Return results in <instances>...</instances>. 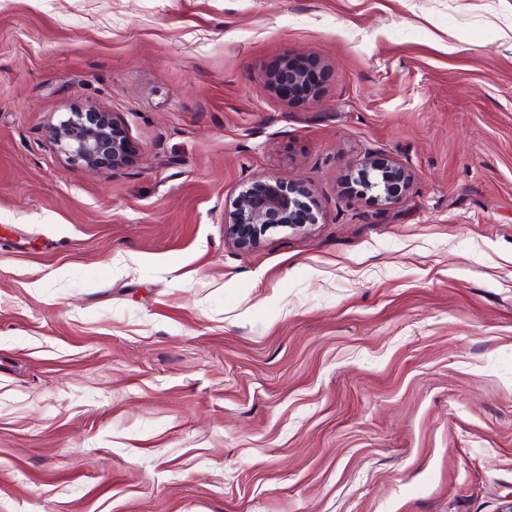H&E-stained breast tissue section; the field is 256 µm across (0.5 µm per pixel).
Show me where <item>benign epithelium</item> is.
<instances>
[{
    "instance_id": "benign-epithelium-1",
    "label": "benign epithelium",
    "mask_w": 512,
    "mask_h": 512,
    "mask_svg": "<svg viewBox=\"0 0 512 512\" xmlns=\"http://www.w3.org/2000/svg\"><path fill=\"white\" fill-rule=\"evenodd\" d=\"M272 82L291 95L306 96L314 78L296 60H286ZM55 144L76 163L95 169L118 167L126 160L127 143L116 119L95 107L75 106L50 124ZM410 174L388 157H370L354 165L355 194L367 196L380 206L399 203L410 185ZM307 193L300 183L277 178L255 182L241 192L224 212V239L240 250L260 243L261 235L272 227L303 229L316 222L301 201Z\"/></svg>"
}]
</instances>
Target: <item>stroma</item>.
Wrapping results in <instances>:
<instances>
[{
  "label": "stroma",
  "mask_w": 512,
  "mask_h": 512,
  "mask_svg": "<svg viewBox=\"0 0 512 512\" xmlns=\"http://www.w3.org/2000/svg\"><path fill=\"white\" fill-rule=\"evenodd\" d=\"M77 104L124 165L56 146ZM267 177L317 221L234 248ZM511 500L512 0H0V512ZM272 82L290 95L307 96L312 89L314 78L311 71L296 60H286L273 76ZM51 122L55 144L73 162L95 169L102 165L118 167L126 160L127 143L110 112L95 107L75 106ZM355 196H369L377 205L399 203L410 185V174L388 157H370L353 169Z\"/></svg>",
  "instance_id": "obj_1"
}]
</instances>
